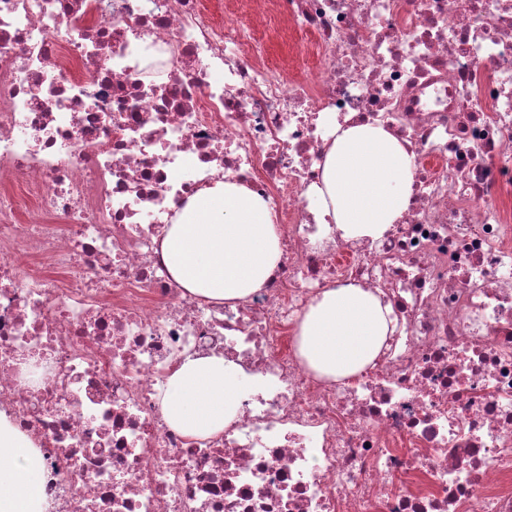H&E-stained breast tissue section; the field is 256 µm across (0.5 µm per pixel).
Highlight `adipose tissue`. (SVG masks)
Listing matches in <instances>:
<instances>
[{
  "mask_svg": "<svg viewBox=\"0 0 512 512\" xmlns=\"http://www.w3.org/2000/svg\"><path fill=\"white\" fill-rule=\"evenodd\" d=\"M316 205L345 235L378 238L408 209L413 162L380 126H335ZM162 259L171 277L208 300L246 298L263 288L281 259L268 203L246 186L224 182L194 195L167 231ZM390 306L357 285L322 293L305 314L298 352L333 380L355 375L377 357ZM243 395L237 372L218 357L187 359L169 378L165 422L189 436L223 431ZM42 463L33 443L0 413V512H45Z\"/></svg>",
  "mask_w": 512,
  "mask_h": 512,
  "instance_id": "obj_1",
  "label": "adipose tissue"
}]
</instances>
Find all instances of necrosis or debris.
Instances as JSON below:
<instances>
[{"instance_id": "necrosis-or-debris-1", "label": "necrosis or debris", "mask_w": 512, "mask_h": 512, "mask_svg": "<svg viewBox=\"0 0 512 512\" xmlns=\"http://www.w3.org/2000/svg\"><path fill=\"white\" fill-rule=\"evenodd\" d=\"M314 66L269 63L202 0H0V412L48 512H512V0H263ZM384 127L408 210L347 238L308 199L330 120ZM219 182L274 212L282 260L232 302L161 257ZM389 303L372 367L296 351L309 306ZM250 382L223 432L165 423L169 375Z\"/></svg>"}]
</instances>
